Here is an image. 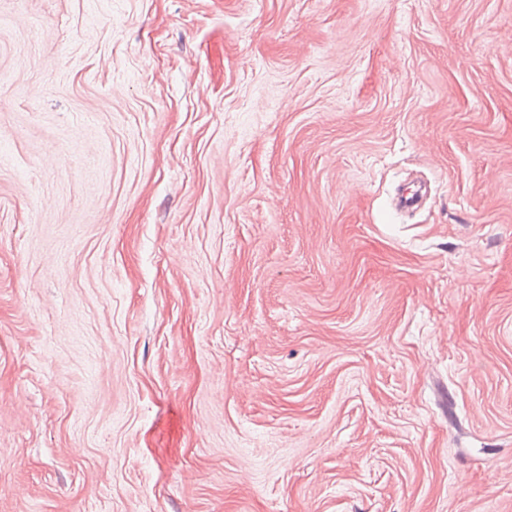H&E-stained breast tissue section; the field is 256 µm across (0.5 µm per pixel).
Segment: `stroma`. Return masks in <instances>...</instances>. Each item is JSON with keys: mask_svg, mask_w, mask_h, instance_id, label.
Wrapping results in <instances>:
<instances>
[{"mask_svg": "<svg viewBox=\"0 0 512 512\" xmlns=\"http://www.w3.org/2000/svg\"><path fill=\"white\" fill-rule=\"evenodd\" d=\"M0 512H512V0H0Z\"/></svg>", "mask_w": 512, "mask_h": 512, "instance_id": "stroma-1", "label": "stroma"}]
</instances>
